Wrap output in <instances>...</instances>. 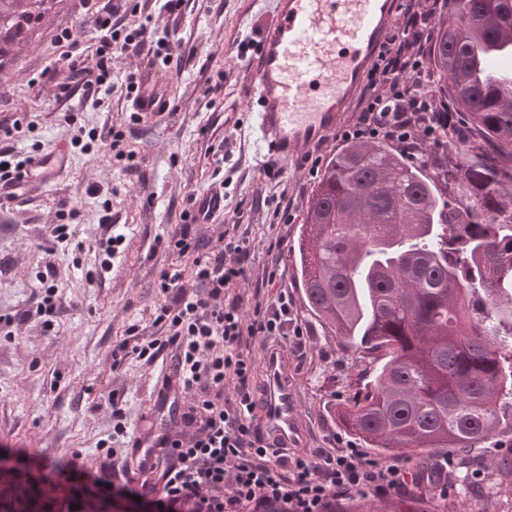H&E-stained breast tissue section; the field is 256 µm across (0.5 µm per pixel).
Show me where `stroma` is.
Returning <instances> with one entry per match:
<instances>
[{"mask_svg": "<svg viewBox=\"0 0 512 512\" xmlns=\"http://www.w3.org/2000/svg\"><path fill=\"white\" fill-rule=\"evenodd\" d=\"M111 2L119 31L143 22L149 30L138 51L113 56L102 85L85 86L74 76L96 64L97 33L83 0H45L38 18L0 54V151L24 160L69 146L64 167L49 182L32 180L18 201L0 197V315L14 320L0 324V458L43 474L50 512H68L51 487L56 465L75 459L97 471L131 469L139 454L128 444L114 459L104 458L98 443L114 425L100 405L104 394L116 395L131 438L172 426L170 405L186 411L183 396L162 392L170 353L151 365L132 359L117 365L113 353L131 324H140L143 336L158 335L152 321L165 301L162 268L180 263L184 284H191L189 260L155 244L184 223L195 195L215 187L224 192V210L196 231L211 246L226 235L253 239L250 276L237 290L244 315L284 289L293 299L291 325L303 330L301 337L276 340L288 357L303 433L289 457L357 448L375 460L374 450L347 433L335 414L365 364L352 360L310 314L300 287V227L317 180L304 166L258 164L249 132L250 68L275 18V0H184L175 14L164 10L163 0ZM66 30L72 41L58 43ZM164 39L173 50L163 65L153 57ZM147 62L174 107L137 120L126 85ZM15 122L19 130L4 133ZM78 127L121 135L119 152L98 143L87 152L70 147ZM270 168L277 177L267 176ZM281 197L291 205V220L282 226L270 205ZM57 224L73 229L68 250L56 245ZM119 233L125 241L112 271L89 280L99 243ZM275 237L280 266L271 283L267 247ZM48 265L59 292L44 319L34 314L42 301L36 274ZM477 455L481 464L469 471L447 454L435 482L446 485L463 512H512V497L500 492L512 480V427L503 426L495 447Z\"/></svg>", "mask_w": 512, "mask_h": 512, "instance_id": "1", "label": "stroma"}]
</instances>
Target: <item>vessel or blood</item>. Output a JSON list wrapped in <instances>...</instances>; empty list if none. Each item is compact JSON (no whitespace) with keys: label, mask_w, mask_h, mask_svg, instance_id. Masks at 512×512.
<instances>
[{"label":"vessel or blood","mask_w":512,"mask_h":512,"mask_svg":"<svg viewBox=\"0 0 512 512\" xmlns=\"http://www.w3.org/2000/svg\"><path fill=\"white\" fill-rule=\"evenodd\" d=\"M394 30L393 0H277L251 68V129L259 153L296 162L333 134ZM140 79L134 111L168 112L155 70L144 67ZM266 371L260 428L271 444L285 448L300 428L284 349L269 350Z\"/></svg>","instance_id":"1"}]
</instances>
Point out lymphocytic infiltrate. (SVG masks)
Returning a JSON list of instances; mask_svg holds the SVG:
<instances>
[{
  "instance_id": "f902f5d3",
  "label": "lymphocytic infiltrate",
  "mask_w": 512,
  "mask_h": 512,
  "mask_svg": "<svg viewBox=\"0 0 512 512\" xmlns=\"http://www.w3.org/2000/svg\"><path fill=\"white\" fill-rule=\"evenodd\" d=\"M88 8L99 33L96 69L80 74L90 86L108 77L114 55L141 46L146 29L119 35L111 9L95 0ZM434 10L433 0H404V23L384 43L361 110L341 130V139L392 141L414 157L422 155L425 144L442 145L450 118L437 105L424 66ZM165 247L189 260L196 289L182 285L180 269L163 270L160 288L170 300L154 322L164 336L120 346L124 357L148 365L171 352L175 384L192 401L181 428L165 429L139 464L141 486L159 493L162 512H333L351 490L402 487L407 474L400 466L366 461L357 449H323L311 459H292L287 450L264 441L253 424L257 403L243 347L255 336L287 335V291L245 319L239 298L227 293L248 276L254 250L248 238L233 236L223 247L211 248L191 225L182 224Z\"/></svg>"
}]
</instances>
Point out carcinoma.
<instances>
[{
    "instance_id": "1",
    "label": "carcinoma",
    "mask_w": 512,
    "mask_h": 512,
    "mask_svg": "<svg viewBox=\"0 0 512 512\" xmlns=\"http://www.w3.org/2000/svg\"><path fill=\"white\" fill-rule=\"evenodd\" d=\"M44 0H0V53ZM427 57L437 92L470 128L463 158L437 193L425 165L377 142H353L327 164L299 246L310 310L347 352L376 364L337 415L377 455L422 462L451 448L462 463L512 421V0H446ZM9 512L41 503L30 479L5 470ZM418 480L390 499L365 492L335 512H454Z\"/></svg>"
}]
</instances>
